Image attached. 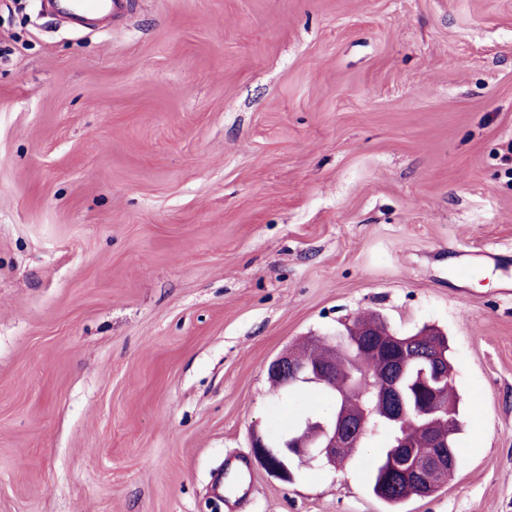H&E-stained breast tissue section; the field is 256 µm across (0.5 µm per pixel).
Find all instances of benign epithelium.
I'll list each match as a JSON object with an SVG mask.
<instances>
[{"mask_svg": "<svg viewBox=\"0 0 512 512\" xmlns=\"http://www.w3.org/2000/svg\"><path fill=\"white\" fill-rule=\"evenodd\" d=\"M369 323L356 321L344 324L333 338L326 340L330 358L325 363L309 364L294 353L276 357L268 366L270 377L286 389L301 382L320 385L333 400V408L318 418H309L298 429L277 440H271L255 431L252 434L253 455L274 477L289 482L293 479L290 463L295 460L318 459L336 467L341 456L351 457L365 432V422L356 413L342 408L349 396L345 391L336 394V379L351 381L347 359L352 349L358 348L378 359L375 371L368 380L375 392V401L384 415L393 423L414 415L421 419L433 451L422 453L406 437H396L393 453L403 481L416 486L424 496L432 485L448 477L456 466V459L448 456L446 444L435 436L432 421L442 419L453 427L454 417L442 407L443 395L448 393V369L445 358L432 342H408L389 331L382 339ZM421 367L420 386L424 393L422 408L410 412L402 394L401 378L407 368Z\"/></svg>", "mask_w": 512, "mask_h": 512, "instance_id": "1", "label": "benign epithelium"}]
</instances>
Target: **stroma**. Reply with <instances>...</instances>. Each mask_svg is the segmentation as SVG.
I'll list each match as a JSON object with an SVG mask.
<instances>
[{"instance_id": "obj_1", "label": "stroma", "mask_w": 512, "mask_h": 512, "mask_svg": "<svg viewBox=\"0 0 512 512\" xmlns=\"http://www.w3.org/2000/svg\"><path fill=\"white\" fill-rule=\"evenodd\" d=\"M512 0H0V512H386L255 460L267 366L363 312L449 339L457 464L512 512ZM119 0H60L56 8L72 15L108 16L120 5Z\"/></svg>"}]
</instances>
